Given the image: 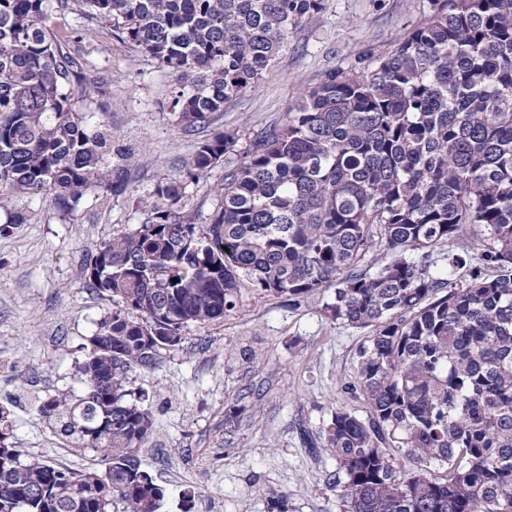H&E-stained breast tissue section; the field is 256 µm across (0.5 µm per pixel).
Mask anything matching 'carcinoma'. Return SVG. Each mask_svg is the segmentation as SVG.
<instances>
[{
    "label": "carcinoma",
    "instance_id": "1",
    "mask_svg": "<svg viewBox=\"0 0 512 512\" xmlns=\"http://www.w3.org/2000/svg\"><path fill=\"white\" fill-rule=\"evenodd\" d=\"M68 0H0V210L50 191L71 210L91 190H127L112 134L88 125L90 91L50 30ZM89 18L180 80L170 108L196 128L255 87L323 0H75ZM238 142L198 143L196 178ZM181 177L144 198L152 218L97 244L86 283L106 293L79 366V394L38 413L69 450L106 469L51 466L13 444L0 406V512H159L142 468L153 428L130 372L237 306L247 283L295 300L332 292V320L370 327L359 385L370 417L338 407L324 429L348 512H512V0H427L391 49L361 52L307 91L224 173L220 207L176 211ZM493 274L449 286L431 251L464 227ZM391 255L381 266L367 254Z\"/></svg>",
    "mask_w": 512,
    "mask_h": 512
}]
</instances>
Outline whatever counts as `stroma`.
<instances>
[{
    "label": "stroma",
    "mask_w": 512,
    "mask_h": 512,
    "mask_svg": "<svg viewBox=\"0 0 512 512\" xmlns=\"http://www.w3.org/2000/svg\"><path fill=\"white\" fill-rule=\"evenodd\" d=\"M423 0H324L296 30L268 76L225 104L204 128H182L169 110L174 76L158 61L82 15L76 4L48 26L88 83L90 125L114 140L108 160L124 169L128 189L88 192L69 213L51 193H16L10 209L25 221L0 235V405H10L12 433L26 452L75 470L101 468L98 455H75L39 417L40 403L81 389L78 367L108 296L89 288L84 268L101 240L151 217L141 200L181 175L196 144L218 132L239 137L238 150L186 181L179 212L208 223L220 203L225 170L246 147L281 124L303 93L357 54L383 52L420 19ZM9 209V210H10ZM323 291L297 301L242 286L224 318L186 330L183 342L151 368L130 374L153 419L142 466L165 487L161 512H268L282 495L287 512H347L331 483L336 460L323 430L336 407L367 418L358 383L359 351L371 328L328 319ZM241 413L225 419L232 407ZM192 492L183 503L184 492Z\"/></svg>",
    "instance_id": "stroma-1"
}]
</instances>
